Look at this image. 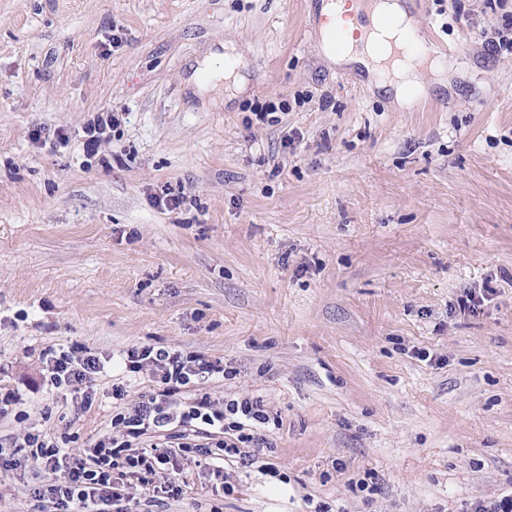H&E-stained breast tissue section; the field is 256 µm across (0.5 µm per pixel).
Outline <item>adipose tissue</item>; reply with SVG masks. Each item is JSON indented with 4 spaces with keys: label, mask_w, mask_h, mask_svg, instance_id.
Here are the masks:
<instances>
[{
    "label": "adipose tissue",
    "mask_w": 512,
    "mask_h": 512,
    "mask_svg": "<svg viewBox=\"0 0 512 512\" xmlns=\"http://www.w3.org/2000/svg\"><path fill=\"white\" fill-rule=\"evenodd\" d=\"M321 57L331 66H345L362 70L368 83L391 94L398 108H410L415 99L427 94V87L421 82L422 71H430L439 85H446L451 69L445 59L432 48H424L422 54H409L400 59L377 55L372 46H354L343 52H336L328 42H321Z\"/></svg>",
    "instance_id": "ef3b65f1"
}]
</instances>
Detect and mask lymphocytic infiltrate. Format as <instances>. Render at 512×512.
Returning <instances> with one entry per match:
<instances>
[{
  "label": "lymphocytic infiltrate",
  "instance_id": "obj_1",
  "mask_svg": "<svg viewBox=\"0 0 512 512\" xmlns=\"http://www.w3.org/2000/svg\"><path fill=\"white\" fill-rule=\"evenodd\" d=\"M126 366L133 373L153 370L159 389L133 409L116 408L111 420L113 436L97 441L85 457L67 458L50 436H24L23 446L38 468L68 471L67 481L49 490V512H110L127 498L125 479H135L143 486L153 484L158 466L174 459L171 443L164 438L174 427L196 428L212 447L228 454L263 444L258 429L269 424L271 417L262 399H232L219 407L200 392V385L219 372V364L199 355L144 345L127 350ZM101 369L99 358L74 349L46 365L50 386L80 393L86 407L92 404ZM190 387L196 388V395L180 399L181 390ZM151 434L163 436L161 447L140 451L141 440Z\"/></svg>",
  "mask_w": 512,
  "mask_h": 512
}]
</instances>
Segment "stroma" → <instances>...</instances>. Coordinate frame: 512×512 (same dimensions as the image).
Wrapping results in <instances>:
<instances>
[{
	"label": "stroma",
	"instance_id": "35a3bbf8",
	"mask_svg": "<svg viewBox=\"0 0 512 512\" xmlns=\"http://www.w3.org/2000/svg\"><path fill=\"white\" fill-rule=\"evenodd\" d=\"M319 3L0 0V400L18 399L0 512H41L63 479L24 434L77 458L112 431L113 384L128 407L154 392L127 376L135 345L204 355L225 368L212 401L279 420L260 456L182 454L178 495L131 485L141 512H467L512 492V53L492 47L512 0H405L455 64L409 110L321 60ZM228 44L244 87L214 105L193 76ZM107 110L124 119L87 157ZM75 346L106 362L88 409L47 386ZM123 121L121 112H101L83 129V150L87 157L98 154L101 145L108 139L109 133Z\"/></svg>",
	"mask_w": 512,
	"mask_h": 512
}]
</instances>
